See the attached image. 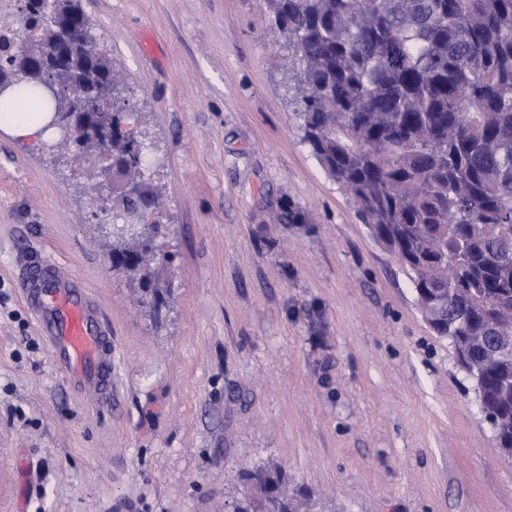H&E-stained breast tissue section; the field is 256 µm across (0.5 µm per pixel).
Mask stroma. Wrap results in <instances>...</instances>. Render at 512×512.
<instances>
[{"label":"stroma","instance_id":"stroma-1","mask_svg":"<svg viewBox=\"0 0 512 512\" xmlns=\"http://www.w3.org/2000/svg\"><path fill=\"white\" fill-rule=\"evenodd\" d=\"M160 188L154 318L108 262L78 164L0 130V512H224L281 469L308 512H512V457L302 141L262 0H80ZM36 251L112 327V405L67 387L25 307Z\"/></svg>","mask_w":512,"mask_h":512}]
</instances>
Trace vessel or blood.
<instances>
[{
    "label": "vessel or blood",
    "instance_id": "vessel-or-blood-1",
    "mask_svg": "<svg viewBox=\"0 0 512 512\" xmlns=\"http://www.w3.org/2000/svg\"><path fill=\"white\" fill-rule=\"evenodd\" d=\"M20 289L67 386L99 406H111L112 331L82 281L67 265L35 255Z\"/></svg>",
    "mask_w": 512,
    "mask_h": 512
}]
</instances>
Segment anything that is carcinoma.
<instances>
[{
    "instance_id": "carcinoma-1",
    "label": "carcinoma",
    "mask_w": 512,
    "mask_h": 512,
    "mask_svg": "<svg viewBox=\"0 0 512 512\" xmlns=\"http://www.w3.org/2000/svg\"><path fill=\"white\" fill-rule=\"evenodd\" d=\"M46 0H26L24 30L0 27V70L23 51L27 70L11 92L32 112L71 111L80 92L110 80L114 96L93 102L112 122V154L129 158L112 173V253L138 251L154 232L143 210L160 190L144 177L142 133L126 81L115 71L79 0H61L74 28L70 79L46 93L39 64L54 45ZM290 52L289 84L302 139L354 204L372 237L407 269L415 292L448 287L436 317L448 321L462 372L492 409L491 428L512 454V0H264ZM56 156L83 163L98 145L79 134L51 142ZM93 203L105 187L82 169ZM144 256L132 267L151 308L157 292ZM285 484L283 470L245 472L248 490Z\"/></svg>"
}]
</instances>
